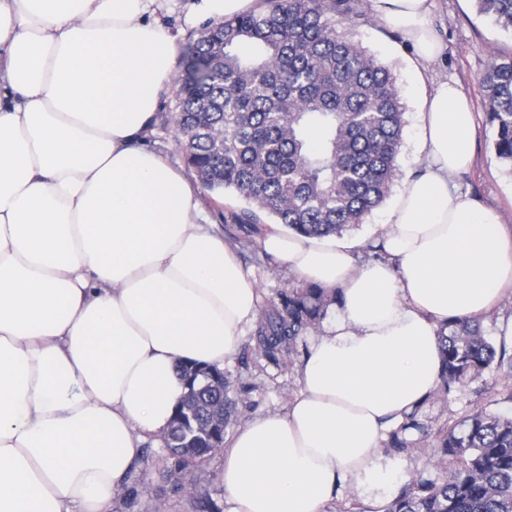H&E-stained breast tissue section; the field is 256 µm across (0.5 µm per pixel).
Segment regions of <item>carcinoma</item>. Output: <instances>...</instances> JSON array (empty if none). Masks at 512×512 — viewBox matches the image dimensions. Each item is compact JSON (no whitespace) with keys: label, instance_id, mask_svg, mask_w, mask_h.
Returning a JSON list of instances; mask_svg holds the SVG:
<instances>
[{"label":"carcinoma","instance_id":"1","mask_svg":"<svg viewBox=\"0 0 512 512\" xmlns=\"http://www.w3.org/2000/svg\"><path fill=\"white\" fill-rule=\"evenodd\" d=\"M481 13L512 30V0H476ZM368 0H262L261 9L208 25L186 54L176 84L177 124L184 160L202 187L232 191L247 207L231 213L260 233L269 219L316 237L336 236L366 218L401 175L405 104L391 69L354 39L372 25ZM497 157L512 167V55L493 58L478 74ZM339 290L314 284L278 294L257 331L261 353L279 361L297 338L318 325ZM437 393L478 378L496 360L479 321L450 318L438 331ZM211 367L183 364L191 376L181 409L164 437L168 455L197 466L213 457L195 421L232 425L202 388ZM414 409L389 434L397 451L406 433L426 434ZM439 468L413 475L381 512H512V419L477 411L437 430Z\"/></svg>","mask_w":512,"mask_h":512}]
</instances>
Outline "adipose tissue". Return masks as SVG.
Wrapping results in <instances>:
<instances>
[{"instance_id": "1", "label": "adipose tissue", "mask_w": 512, "mask_h": 512, "mask_svg": "<svg viewBox=\"0 0 512 512\" xmlns=\"http://www.w3.org/2000/svg\"><path fill=\"white\" fill-rule=\"evenodd\" d=\"M435 0H369L445 51ZM164 0H0V512H113L185 393L178 367L223 368L259 316L257 281L209 224L200 187L148 143L175 79ZM424 154L380 245L265 234L305 282L340 289L284 410L226 437L225 512H325L340 486L396 476L379 450L439 383L437 332L512 287V233L449 180L475 156L454 82L425 93Z\"/></svg>"}]
</instances>
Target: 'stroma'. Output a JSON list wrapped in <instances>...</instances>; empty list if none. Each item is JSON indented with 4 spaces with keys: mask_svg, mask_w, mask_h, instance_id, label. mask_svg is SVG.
<instances>
[{
    "mask_svg": "<svg viewBox=\"0 0 512 512\" xmlns=\"http://www.w3.org/2000/svg\"><path fill=\"white\" fill-rule=\"evenodd\" d=\"M433 26L447 44L444 57L417 68L409 61L411 48L404 35L383 25L364 26L355 39L368 52L389 65L397 78L405 104L403 147L399 158L401 171L416 169L421 154L418 112L426 88L434 80L447 78L458 82L476 114V156L471 169L454 176L457 188L480 203L498 209L506 229L512 231V168L497 158L494 150L496 133L481 107L482 94L476 80L486 62L512 52V32L504 30L491 19L479 14L474 0H437ZM202 205L210 221L224 234V241L234 248L242 262L250 268L258 282L263 303L275 300L278 293L299 285L287 264L263 253L258 243H247L239 225L230 214L239 210L241 201L233 194L203 192ZM310 336L299 342L296 357L274 364L256 348L254 330H247L238 353L224 366L237 400L236 425H243L255 416L282 409L298 391V365L307 355ZM498 413L512 418V377L497 369L487 370L477 380L458 386L445 396H433L422 408V415L432 427L452 424L477 410ZM433 441L416 444L408 452L392 454L398 474L393 484L376 496H363L342 488L326 512H345L358 504L360 512H382L412 474L434 473ZM219 459H211L193 468L192 489H178L170 473L176 472L175 460L164 449L146 447L142 466L134 473L130 485L138 491L134 507L117 503V512H200L199 498L223 505L224 491L219 478Z\"/></svg>",
    "mask_w": 512,
    "mask_h": 512,
    "instance_id": "35a3bbf8",
    "label": "stroma"
}]
</instances>
